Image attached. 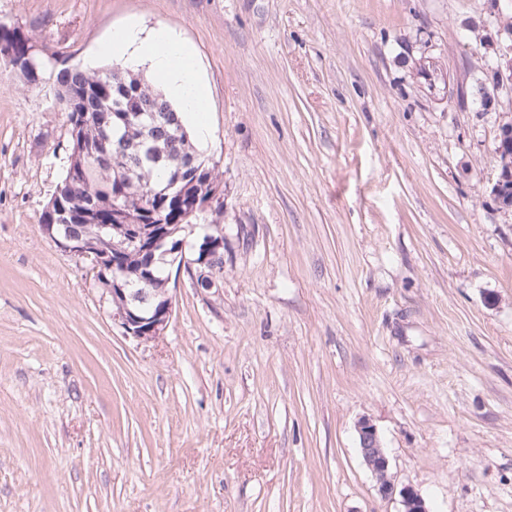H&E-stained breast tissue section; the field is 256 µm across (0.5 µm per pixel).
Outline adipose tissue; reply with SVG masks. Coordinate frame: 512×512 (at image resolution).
Instances as JSON below:
<instances>
[{"mask_svg":"<svg viewBox=\"0 0 512 512\" xmlns=\"http://www.w3.org/2000/svg\"><path fill=\"white\" fill-rule=\"evenodd\" d=\"M105 56L146 65L164 97L187 120L198 140L210 130L203 114L209 99L193 47L175 32L159 28L146 31L129 24L116 29L103 46Z\"/></svg>","mask_w":512,"mask_h":512,"instance_id":"adipose-tissue-1","label":"adipose tissue"}]
</instances>
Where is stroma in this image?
I'll use <instances>...</instances> for the list:
<instances>
[{"mask_svg": "<svg viewBox=\"0 0 512 512\" xmlns=\"http://www.w3.org/2000/svg\"><path fill=\"white\" fill-rule=\"evenodd\" d=\"M47 63L0 70V512H512V213L472 48L492 0H0ZM195 49L224 190V274L124 336L42 231L61 64L114 29ZM427 74H420V67ZM360 453L363 462L375 476L379 494L392 498L396 488L388 475L389 458L386 455L377 429L368 420H360L357 424Z\"/></svg>", "mask_w": 512, "mask_h": 512, "instance_id": "stroma-1", "label": "stroma"}]
</instances>
